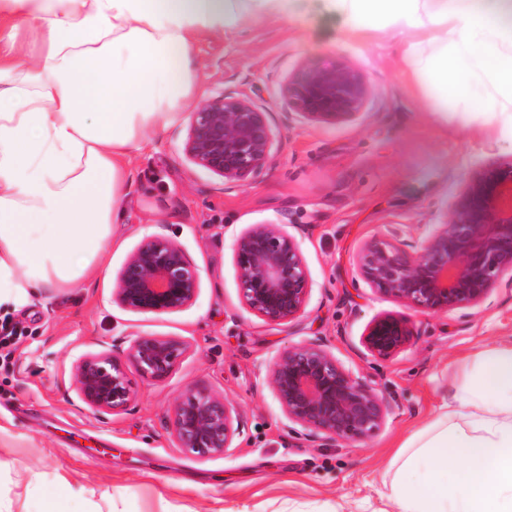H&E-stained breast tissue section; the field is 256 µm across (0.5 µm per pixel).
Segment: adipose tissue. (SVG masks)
<instances>
[{"instance_id": "adipose-tissue-1", "label": "adipose tissue", "mask_w": 512, "mask_h": 512, "mask_svg": "<svg viewBox=\"0 0 512 512\" xmlns=\"http://www.w3.org/2000/svg\"><path fill=\"white\" fill-rule=\"evenodd\" d=\"M346 35H400L433 109L512 135V0H325ZM291 0H0V307L105 268L133 153L202 99L193 45L290 15ZM40 49L22 62L23 36ZM385 512H512V342L410 437Z\"/></svg>"}]
</instances>
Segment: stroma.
I'll use <instances>...</instances> for the list:
<instances>
[{
    "mask_svg": "<svg viewBox=\"0 0 512 512\" xmlns=\"http://www.w3.org/2000/svg\"><path fill=\"white\" fill-rule=\"evenodd\" d=\"M344 29L323 0H294L290 18L201 36L194 60L204 96L244 94L267 112L275 137L268 164L249 185L224 182L185 157L186 122L167 127L131 158L105 271L0 310L16 330L0 348V512H382L376 489L397 446L480 350L512 339V292L423 312L361 279L365 241L420 244L474 172L512 161V138L433 111L398 67L397 35ZM306 62L344 63L366 76L370 96L357 121L292 114L281 88ZM267 222L295 236L312 282L304 311L281 324L246 311L234 266L236 236ZM149 235L178 243L200 271L198 297L180 312L136 314L112 300L118 270ZM383 314L405 318L412 333L387 359L362 344ZM134 334L172 337L186 349L164 381L130 372L127 410H91L74 385L77 361L102 351L125 357ZM302 342L324 345L383 396L390 412L369 438L297 434L267 371ZM191 387L237 409L243 432L225 454L201 458L179 447L171 408Z\"/></svg>",
    "mask_w": 512,
    "mask_h": 512,
    "instance_id": "obj_1",
    "label": "stroma"
}]
</instances>
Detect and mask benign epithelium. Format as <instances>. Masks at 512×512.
<instances>
[{
    "label": "benign epithelium",
    "mask_w": 512,
    "mask_h": 512,
    "mask_svg": "<svg viewBox=\"0 0 512 512\" xmlns=\"http://www.w3.org/2000/svg\"><path fill=\"white\" fill-rule=\"evenodd\" d=\"M369 93L365 76L350 66L320 69L303 63L282 86L298 115L331 124L356 120ZM272 148L267 113L247 95L223 93L191 112L183 142L190 163L237 185L265 167ZM234 256L249 312L275 324L303 312L311 282L298 241L282 225H252L236 238ZM356 266L373 291L424 312L479 305L496 289L512 290V164L474 173L414 253L388 240L370 239L360 248ZM200 282L199 270L179 244L150 235L117 272L113 301L138 314L180 312L196 300ZM410 336L405 319L387 314L368 324L363 345L371 356L388 358ZM185 349L174 338L138 334L125 362L107 352L80 358L76 391L97 412L124 411L133 400L128 367L161 382ZM267 380L288 420L311 438L365 439L388 415L370 382L320 344H298L279 353ZM171 426L180 447L198 457L226 453L243 432L236 409L224 397L193 388L174 403Z\"/></svg>",
    "instance_id": "benign-epithelium-1"
}]
</instances>
